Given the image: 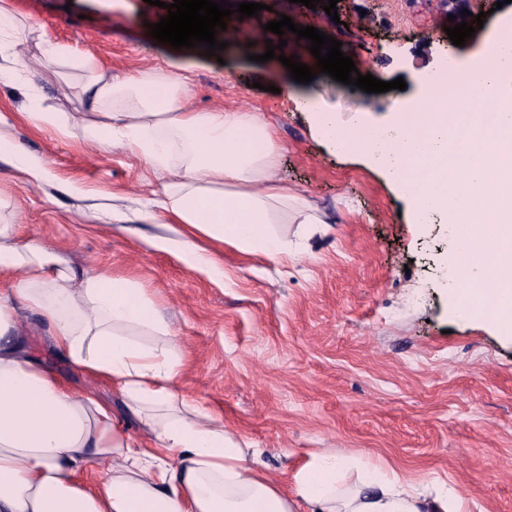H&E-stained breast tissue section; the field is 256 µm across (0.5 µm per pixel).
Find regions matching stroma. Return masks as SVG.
I'll list each match as a JSON object with an SVG mask.
<instances>
[{
    "label": "stroma",
    "instance_id": "stroma-1",
    "mask_svg": "<svg viewBox=\"0 0 512 512\" xmlns=\"http://www.w3.org/2000/svg\"><path fill=\"white\" fill-rule=\"evenodd\" d=\"M262 2L258 18L228 19L229 45L216 59L151 38L148 24L167 11L147 0H17L50 39L96 57L113 77L185 62L190 110L263 112L280 145L278 179L330 216L326 230L282 224L288 257L227 246L222 274L194 269L177 254L178 224L134 217L167 174L127 149L32 127L19 115L21 90L3 84L0 134L43 159L50 175L32 183L0 162V218L77 269L108 268L150 288L185 352L182 391L261 449L281 484L293 485L310 451L328 449L447 488L467 512H512V341L449 307L453 225L411 223L392 176L337 153L296 104L311 95L340 122L367 108L389 122L447 53L474 58L499 14H484L483 28L456 47L448 16L474 24L483 0H339L334 17L324 10L329 0L316 10L297 0ZM282 14L341 41L360 73L404 78L406 89L354 93L325 74L302 84L278 60L255 62L270 37L255 20ZM28 57L45 107L85 112L74 72L33 51ZM115 209L127 222L110 221ZM146 238L163 245L143 248ZM26 334L34 358L125 416L111 383L70 368L45 327L30 323Z\"/></svg>",
    "mask_w": 512,
    "mask_h": 512
}]
</instances>
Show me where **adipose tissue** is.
<instances>
[{
  "instance_id": "ef3b65f1",
  "label": "adipose tissue",
  "mask_w": 512,
  "mask_h": 512,
  "mask_svg": "<svg viewBox=\"0 0 512 512\" xmlns=\"http://www.w3.org/2000/svg\"><path fill=\"white\" fill-rule=\"evenodd\" d=\"M31 47L80 73L85 115L43 107L25 77ZM0 84L24 88V117L36 129H77L99 148L123 147L169 173L162 198L139 213L182 225L179 248L192 267L221 271L218 253L198 236L275 258L288 253L277 225L329 221L277 179L279 148L262 113L191 111V88L172 68L113 77L94 56L21 18L14 0H0ZM32 316L72 369L112 383L138 430L25 353L19 328ZM183 366L146 288L108 271L78 274L65 255L1 222L0 512H465L461 500L375 465L348 484L351 459L325 451L311 453L284 489L257 450L178 392ZM90 465L103 472L93 486L82 478Z\"/></svg>"
}]
</instances>
